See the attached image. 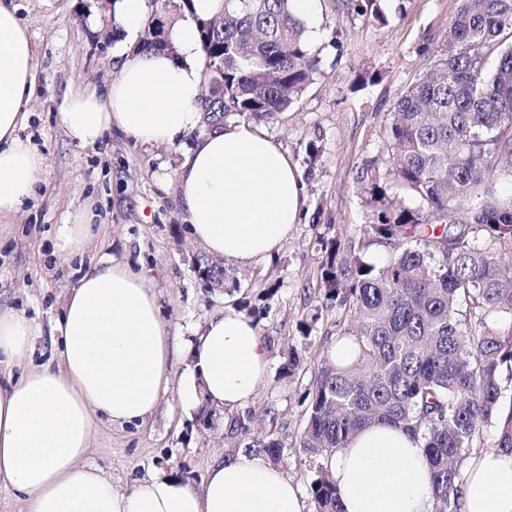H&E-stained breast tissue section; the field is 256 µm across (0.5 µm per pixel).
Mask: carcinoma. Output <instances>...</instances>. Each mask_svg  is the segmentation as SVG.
Returning <instances> with one entry per match:
<instances>
[{
  "label": "carcinoma",
  "instance_id": "1",
  "mask_svg": "<svg viewBox=\"0 0 512 512\" xmlns=\"http://www.w3.org/2000/svg\"><path fill=\"white\" fill-rule=\"evenodd\" d=\"M384 0H357L358 11L386 23ZM306 22L291 0H224L219 17L199 22L204 75L224 114L270 116L287 110L318 70ZM446 56L410 83L394 106L387 138L393 180L366 182L371 214L364 233L391 242L378 266L353 239L324 245L323 305L347 309L344 338L357 347L340 366L325 358L301 438L313 469L316 512H342L324 460L368 425L401 428L418 441L429 468L432 512H458L459 464L485 429L512 448V406L502 407L501 373H512V0H459ZM459 226L455 235L448 227ZM483 232L490 245L467 238ZM476 316L480 331L469 329ZM252 414L231 420L246 436ZM276 462V440L254 441Z\"/></svg>",
  "mask_w": 512,
  "mask_h": 512
}]
</instances>
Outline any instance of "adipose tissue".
<instances>
[{"label": "adipose tissue", "instance_id": "adipose-tissue-1", "mask_svg": "<svg viewBox=\"0 0 512 512\" xmlns=\"http://www.w3.org/2000/svg\"><path fill=\"white\" fill-rule=\"evenodd\" d=\"M224 0H192L171 30L176 55L132 53L126 41L147 20L146 0H114L118 77L71 91L61 120L71 139L96 144L120 129L144 144L174 143L199 127L205 82L198 23ZM36 88L35 50L15 9L0 0V216L31 200L46 158L19 129ZM178 190L193 237L210 255L245 266L277 253L302 218L297 169L256 126L230 123L203 135L183 156ZM61 366L14 374L39 328L25 314L0 313V483L28 512H303L298 487L263 458L213 464L202 489L157 475L117 493L111 476L84 464L96 422L133 424L169 386L168 332L155 295L129 265L101 259L86 272L56 323ZM178 396L232 411L264 382L267 347L246 315L212 318L190 342ZM328 468L342 512H431L419 444L384 425L367 428L335 452ZM458 512H512V453L471 458L458 487Z\"/></svg>", "mask_w": 512, "mask_h": 512}]
</instances>
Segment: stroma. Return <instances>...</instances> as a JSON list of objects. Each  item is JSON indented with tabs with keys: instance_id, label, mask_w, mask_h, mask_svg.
Here are the masks:
<instances>
[{
	"instance_id": "obj_1",
	"label": "stroma",
	"mask_w": 512,
	"mask_h": 512,
	"mask_svg": "<svg viewBox=\"0 0 512 512\" xmlns=\"http://www.w3.org/2000/svg\"><path fill=\"white\" fill-rule=\"evenodd\" d=\"M36 51L37 84L21 138L47 159L33 200L0 217V310L23 311L41 333L25 369L58 367L55 323L81 275L112 257L136 265L155 291L170 335V386L157 409L137 425L97 423L85 463L111 476L125 493L160 474L202 487L208 468L232 450L224 423L204 427L200 410H185L177 390L189 359L186 343L215 314L253 309L267 344L268 372L247 409L252 437L284 447L280 469L301 493L304 512H316L312 473L300 440L324 356L348 320L336 306L321 308V242L360 234L369 208L362 176L390 170L387 130L403 90L422 76L446 47L459 0H386V24L356 14L355 0H321L317 29L308 40L319 69L288 110L256 125L297 163L304 215L279 253L236 266V291L205 286L173 235L184 212L176 183L182 155L194 144L144 145L112 129L94 146L69 138L60 120L66 95L115 79V29L101 0H14ZM93 235L68 255L55 248V229L83 210ZM276 291H269V284ZM321 316L309 338L299 321ZM304 347L293 375L282 376L288 346Z\"/></svg>"
}]
</instances>
